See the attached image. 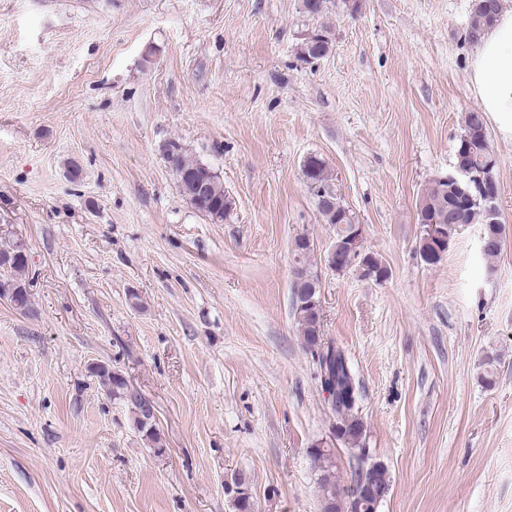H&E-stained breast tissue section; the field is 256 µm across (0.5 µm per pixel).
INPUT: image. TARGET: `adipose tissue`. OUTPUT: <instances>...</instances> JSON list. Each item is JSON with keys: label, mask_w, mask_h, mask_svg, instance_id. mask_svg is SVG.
Segmentation results:
<instances>
[{"label": "adipose tissue", "mask_w": 512, "mask_h": 512, "mask_svg": "<svg viewBox=\"0 0 512 512\" xmlns=\"http://www.w3.org/2000/svg\"><path fill=\"white\" fill-rule=\"evenodd\" d=\"M469 81L483 112L512 134V9H502L469 63Z\"/></svg>", "instance_id": "adipose-tissue-1"}]
</instances>
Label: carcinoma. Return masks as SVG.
Returning a JSON list of instances; mask_svg holds the SVG:
<instances>
[{
  "label": "carcinoma",
  "instance_id": "cac0c4a2",
  "mask_svg": "<svg viewBox=\"0 0 512 512\" xmlns=\"http://www.w3.org/2000/svg\"><path fill=\"white\" fill-rule=\"evenodd\" d=\"M329 0H302L306 16L314 21L323 17L328 9ZM502 8V0H473L466 37L472 44L479 43L482 35L493 25ZM314 38L303 39L300 46V58L305 61L318 60L330 51L333 37L330 27L321 23L311 29ZM172 150L165 152L171 168L181 174L202 180L207 185L208 204L198 207V211L214 222H222L231 215L235 202L224 190V183L211 167L191 158L185 153L181 144L175 140L168 141ZM458 159L474 169L497 168L498 158L493 150L486 128L484 113L468 112L465 115L463 132L456 146ZM303 176L311 189L316 207L324 223L334 228L336 239H341V225L357 222L356 215L343 203L339 195L322 199L324 193L334 188L333 176L325 161L317 156L309 157L303 165ZM489 204L481 198H466L448 183L435 179L430 182L421 196L416 213L420 225L444 224L448 236H453L457 228L464 224L482 225V239L485 248L483 254L494 258L502 251L506 228L502 223L493 224L488 213ZM444 249H436L420 238V256L428 265L441 260ZM27 261L15 258L0 268V278L11 281L24 288ZM298 326L301 343L311 355L319 376L320 386L333 393L328 402L334 419L336 441L356 450L361 447L365 426L359 414L361 401L360 384L345 350L332 340L326 339L320 331L321 314L316 306H310L302 313H293ZM96 373L102 381L108 395L115 399H124V382L121 372L108 366L100 365ZM133 427L145 437L156 452L165 450L156 423L144 422L138 407H130ZM317 469L316 484L321 497L322 512H374L375 496L371 487L362 484L361 471H356L353 484L343 487L337 481L336 461L333 449L312 445L308 449ZM226 486L234 489L236 512H253V502L245 480L233 478Z\"/></svg>",
  "mask_w": 512,
  "mask_h": 512
}]
</instances>
